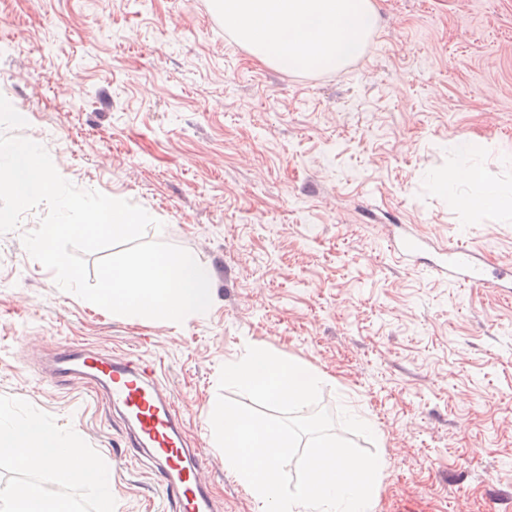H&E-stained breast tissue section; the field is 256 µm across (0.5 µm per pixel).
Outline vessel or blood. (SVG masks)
Returning a JSON list of instances; mask_svg holds the SVG:
<instances>
[{
    "label": "vessel or blood",
    "mask_w": 512,
    "mask_h": 512,
    "mask_svg": "<svg viewBox=\"0 0 512 512\" xmlns=\"http://www.w3.org/2000/svg\"><path fill=\"white\" fill-rule=\"evenodd\" d=\"M397 249L406 260L433 251L437 271L458 287L512 289V268L488 275L479 253L469 245L457 243L435 250L426 237L408 232L399 238ZM73 373L104 387L109 402L123 408L134 429L132 447L150 452L176 512H210L202 484L203 459L187 448L180 420L157 385L152 365L67 348L55 374L65 377Z\"/></svg>",
    "instance_id": "vessel-or-blood-1"
}]
</instances>
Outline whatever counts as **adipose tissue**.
Wrapping results in <instances>:
<instances>
[{
	"label": "adipose tissue",
	"mask_w": 512,
	"mask_h": 512,
	"mask_svg": "<svg viewBox=\"0 0 512 512\" xmlns=\"http://www.w3.org/2000/svg\"><path fill=\"white\" fill-rule=\"evenodd\" d=\"M224 28L261 63L290 72L335 71L359 58L376 31L375 0H212ZM460 165L443 177L444 186L480 182L481 194L453 195L452 208L481 212L499 204L496 186L466 159L480 151L469 140L457 146ZM0 457L29 471H50L56 480L80 483L96 498L112 499V479L92 457L74 448L61 427L37 416L0 419ZM0 512H79L69 500L48 496L27 484L0 489Z\"/></svg>",
	"instance_id": "ef3b65f1"
}]
</instances>
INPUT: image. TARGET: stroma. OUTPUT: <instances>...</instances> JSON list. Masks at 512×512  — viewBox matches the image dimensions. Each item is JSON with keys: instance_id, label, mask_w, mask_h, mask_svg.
Listing matches in <instances>:
<instances>
[{"instance_id": "35a3bbf8", "label": "stroma", "mask_w": 512, "mask_h": 512, "mask_svg": "<svg viewBox=\"0 0 512 512\" xmlns=\"http://www.w3.org/2000/svg\"><path fill=\"white\" fill-rule=\"evenodd\" d=\"M364 54L285 73L224 30L210 0H0V94L62 177L161 221L147 239L213 269L210 313L115 316L61 290L0 234V413L73 428L112 474V502L0 458L80 512H174L126 417L57 354L152 363L200 449L215 512H259L224 468L207 412L224 362L263 346L316 367L321 400L366 422L385 461L374 512H512V298L455 288L391 245L412 228L512 266V205L451 210L434 178L471 163L512 198V0H376Z\"/></svg>"}]
</instances>
